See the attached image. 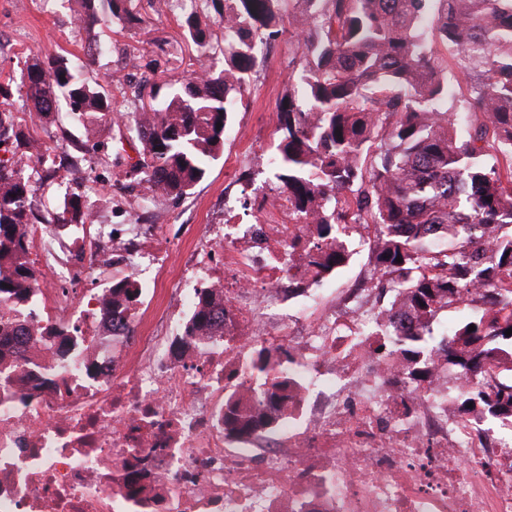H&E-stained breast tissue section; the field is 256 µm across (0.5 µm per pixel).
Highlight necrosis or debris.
<instances>
[{
  "label": "necrosis or debris",
  "mask_w": 512,
  "mask_h": 512,
  "mask_svg": "<svg viewBox=\"0 0 512 512\" xmlns=\"http://www.w3.org/2000/svg\"><path fill=\"white\" fill-rule=\"evenodd\" d=\"M257 220L224 202L181 286L224 298V333L185 322L130 346L102 335V293L42 284L79 332L68 346L32 336L0 361V512H512V434L458 410L447 368L408 383L374 329L390 312L377 276L327 305L290 243L285 196ZM160 225L113 234L137 277L164 266ZM302 310L284 316L289 278ZM259 343L290 348L285 388L261 397L249 372ZM253 422H224L231 409Z\"/></svg>",
  "instance_id": "obj_1"
}]
</instances>
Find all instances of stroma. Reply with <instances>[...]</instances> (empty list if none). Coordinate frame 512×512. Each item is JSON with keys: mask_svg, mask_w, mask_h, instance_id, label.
Masks as SVG:
<instances>
[{"mask_svg": "<svg viewBox=\"0 0 512 512\" xmlns=\"http://www.w3.org/2000/svg\"><path fill=\"white\" fill-rule=\"evenodd\" d=\"M131 6L140 17L138 26L125 30L105 20L90 28L81 27L74 15V0H0V77H20L29 55L43 56L69 52L84 57L88 47L103 46L104 51L88 60L86 73L90 80L101 83L118 108H130L133 100L126 92V81L140 74H155L157 79L173 83L181 79L185 64L180 46L183 42L177 12L147 0H132ZM295 46L288 36H280L259 54L251 85L232 117L224 141V152L211 162L206 177L190 195L142 208L122 202L116 183L121 180L127 157L135 155L132 143L120 140L117 127L101 123L94 139L102 146L103 165L97 173L101 189L90 191L81 176L59 171L40 188L43 197L62 204L64 196H84L91 214V232L112 224H160L164 227L162 248L173 254L169 266L153 271L149 291L139 304L135 322L136 335H144L146 326L161 308L178 307L180 298L175 281L182 261L205 238L207 227L224 221L225 197H239L243 171L253 172L256 179L266 178V159L275 137L276 107L288 92V73L293 66ZM57 266L43 270V280L70 272L75 288H103L121 268L113 264L79 270L76 253H88L89 234L71 231L57 224Z\"/></svg>", "mask_w": 512, "mask_h": 512, "instance_id": "35a3bbf8", "label": "stroma"}]
</instances>
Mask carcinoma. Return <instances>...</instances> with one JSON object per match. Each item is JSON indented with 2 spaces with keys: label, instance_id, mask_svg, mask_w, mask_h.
Listing matches in <instances>:
<instances>
[{
  "label": "carcinoma",
  "instance_id": "obj_1",
  "mask_svg": "<svg viewBox=\"0 0 512 512\" xmlns=\"http://www.w3.org/2000/svg\"><path fill=\"white\" fill-rule=\"evenodd\" d=\"M97 2L77 0L79 22L97 21ZM104 2L115 23H138L132 0ZM210 7L219 33L200 21ZM182 10L185 38L208 62L203 73L163 93L140 80L131 87L138 107L119 112L86 78V62L32 56L21 79L30 120L62 101L88 134L111 119L140 144L126 175L164 201L182 198L223 153L256 44L288 33L296 47L288 82L301 93L277 106L270 171L291 223L304 225L292 244L299 264L326 273L343 267L354 255L345 225H372L369 263L389 297L404 296L419 320L382 333L376 347L400 356L412 383L445 347L448 368L472 380L456 393L459 408L512 422V375L495 369L512 363V0H184ZM450 65L467 87L462 112L448 105ZM14 95L10 76L0 82V151L10 154L0 158V355L34 324L50 340L71 335L44 321L25 229L90 222L80 194L60 211L38 199L37 182L55 172V159L13 112ZM73 147L70 166L93 170L84 147ZM475 288L486 291L481 306L448 335L436 333L438 315L470 307ZM196 296L200 325L210 318V289ZM139 303L138 284L123 277L112 281L101 314ZM291 362L282 346L255 349L250 367L263 395L284 387Z\"/></svg>",
  "mask_w": 512,
  "mask_h": 512
}]
</instances>
